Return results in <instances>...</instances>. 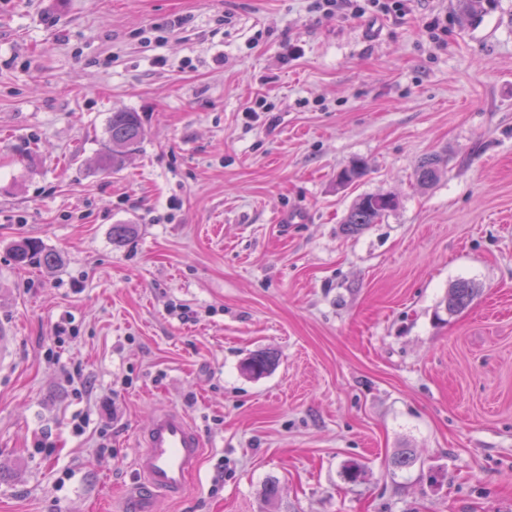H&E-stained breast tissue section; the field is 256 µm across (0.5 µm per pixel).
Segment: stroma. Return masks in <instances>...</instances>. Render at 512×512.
<instances>
[{"label": "stroma", "instance_id": "35a3bbf8", "mask_svg": "<svg viewBox=\"0 0 512 512\" xmlns=\"http://www.w3.org/2000/svg\"><path fill=\"white\" fill-rule=\"evenodd\" d=\"M311 4L0 0V512H129L159 405L204 459L157 512H512V0ZM116 111L145 136L107 174ZM369 193L399 206L347 232ZM313 9L325 14H336L350 10L352 14L362 16L367 10L375 13L389 14L391 11H400L405 6L403 0H313ZM354 2H367L364 5ZM15 260L18 263H30L32 260H39L46 267H53L57 263V255L46 250L42 244L35 239H27L18 242L13 247ZM477 293L474 283L467 280H459L448 289L445 298V307L449 314L461 312L473 301Z\"/></svg>", "mask_w": 512, "mask_h": 512}]
</instances>
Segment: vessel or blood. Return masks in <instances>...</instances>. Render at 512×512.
I'll return each instance as SVG.
<instances>
[{
	"label": "vessel or blood",
	"instance_id": "obj_1",
	"mask_svg": "<svg viewBox=\"0 0 512 512\" xmlns=\"http://www.w3.org/2000/svg\"><path fill=\"white\" fill-rule=\"evenodd\" d=\"M202 458L203 439L192 419L171 406L155 408L137 433L134 467L141 482L132 500L181 498L199 472Z\"/></svg>",
	"mask_w": 512,
	"mask_h": 512
}]
</instances>
